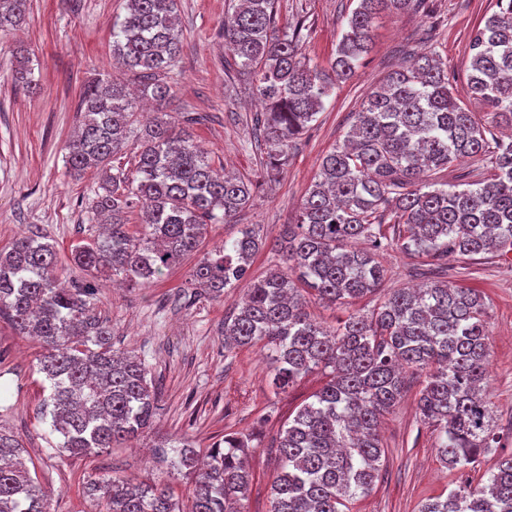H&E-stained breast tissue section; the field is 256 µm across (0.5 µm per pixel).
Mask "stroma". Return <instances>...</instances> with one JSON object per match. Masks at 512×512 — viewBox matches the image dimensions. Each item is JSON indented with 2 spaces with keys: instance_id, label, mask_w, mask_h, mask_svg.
<instances>
[{
  "instance_id": "obj_1",
  "label": "stroma",
  "mask_w": 512,
  "mask_h": 512,
  "mask_svg": "<svg viewBox=\"0 0 512 512\" xmlns=\"http://www.w3.org/2000/svg\"><path fill=\"white\" fill-rule=\"evenodd\" d=\"M358 0H278L281 22L303 21L307 57L328 65ZM232 0H178L182 50L173 70L171 112L199 117L189 131L214 166L226 167L256 183L237 223L212 225L198 250L154 283L142 288L101 282L97 306L112 327L114 347L129 350L148 364L160 401L155 429L130 445L96 455L56 451L58 437L37 412L43 377L36 359L38 342L18 335L0 318V423L24 447L23 456L50 496L51 512H91L83 494L87 482L124 475L146 484L168 485L181 512H190L193 485L166 463L155 462L151 448L190 440L206 449L228 432L251 438L252 474L245 512H269L271 486L278 473L275 447L288 416L326 381L324 371L309 373L286 393L269 385L271 359L259 347L224 349V321L235 311L251 280L273 263L270 249L287 225L297 223L302 198L319 171L322 157L341 142L366 94L402 62L436 53L448 65L456 96L496 137L505 126L470 97L467 89L472 32L498 10V0H422L415 10L384 16L369 54L356 76L324 98L308 130L293 144L288 165L275 182L262 176L265 145L253 118L261 106L247 85L224 63L223 23ZM125 0H30L29 14L15 31L0 32V250L37 226L53 243L58 264L69 279L85 274L74 267L71 249L94 234L86 208L97 184L94 173L73 179L66 145L79 124V91L94 74L112 71V24L124 16ZM32 60L36 93L14 83L17 48ZM248 225L264 246L247 279L226 289L222 299L189 287L196 264L224 240ZM379 259L389 288L416 287L434 277L473 288L489 304L490 356L484 395L494 409L497 446L465 471L444 467L437 436L417 409L422 376L407 377L404 397L381 425L386 457L372 491L351 512H418L421 502L461 484L486 482L491 470L512 455V261L494 253L471 258L453 255L435 266L386 247Z\"/></svg>"
}]
</instances>
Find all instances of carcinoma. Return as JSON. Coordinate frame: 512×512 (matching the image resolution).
Returning <instances> with one entry per match:
<instances>
[{
  "label": "carcinoma",
  "mask_w": 512,
  "mask_h": 512,
  "mask_svg": "<svg viewBox=\"0 0 512 512\" xmlns=\"http://www.w3.org/2000/svg\"><path fill=\"white\" fill-rule=\"evenodd\" d=\"M417 0H358L329 66L302 52L304 25L280 23L276 0H239L224 23L230 66L264 104L255 129L268 148L263 171L273 181L288 151L336 85L352 79L372 42L381 12L413 9ZM471 37L468 87L473 98L512 127V0ZM177 0H126L112 24V66L133 76L137 95L111 77L86 80L82 121L67 144L71 176L100 173L88 209L104 230L75 246L72 261L88 279L59 280L55 246L29 231L0 251V314L44 352L42 419L62 437L57 449L97 454L134 439L154 422L159 394L145 360L112 346V328L97 310L98 278L150 284L196 251L212 224H234L252 183L216 168L186 130L197 122L168 117L171 73L181 51ZM28 0H0V31L20 26ZM157 106L143 128L134 99ZM487 129L453 94L448 65L423 55L391 72L365 97L342 143L321 161L300 207L296 230L274 249L268 273L253 282L237 314L224 321V347L260 344L272 356V386L285 392L321 369L324 386L279 433L280 468L269 512H344L378 479L385 449L382 418L399 402L404 367L426 371L421 416L438 433L440 460L458 470L487 454L495 437L482 397L489 354L485 297L433 280L391 289L365 317L353 302L381 291L385 269L376 254L395 244L438 260L512 247V140ZM133 143V177L111 164ZM485 156L493 177L466 173L465 188L426 182L430 173ZM139 209L140 230H128ZM263 248L249 227L216 247L190 282L212 298L244 279ZM341 312L331 324L310 319L306 296ZM250 438L224 434L199 461L181 441L170 466L193 483L192 512H243L251 474ZM22 446L0 426V512H50L47 495L22 459ZM95 512H180L169 489L115 475L94 481ZM418 512H512V457L483 486H460L430 498Z\"/></svg>",
  "instance_id": "1"
}]
</instances>
